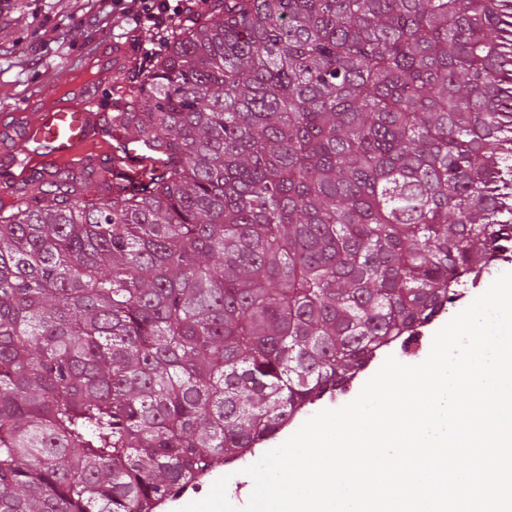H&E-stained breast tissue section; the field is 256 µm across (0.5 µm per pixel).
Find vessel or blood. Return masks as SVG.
I'll use <instances>...</instances> for the list:
<instances>
[{
    "instance_id": "obj_1",
    "label": "vessel or blood",
    "mask_w": 512,
    "mask_h": 512,
    "mask_svg": "<svg viewBox=\"0 0 512 512\" xmlns=\"http://www.w3.org/2000/svg\"><path fill=\"white\" fill-rule=\"evenodd\" d=\"M113 58L98 64L94 82H80L67 74L62 78L67 96L48 102L39 112L25 116L23 145H47L50 163H68L78 156L81 146L90 143L97 126L94 110L97 97L92 89L104 86L112 76Z\"/></svg>"
}]
</instances>
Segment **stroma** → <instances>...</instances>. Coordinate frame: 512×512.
<instances>
[{
	"label": "stroma",
	"instance_id": "obj_1",
	"mask_svg": "<svg viewBox=\"0 0 512 512\" xmlns=\"http://www.w3.org/2000/svg\"><path fill=\"white\" fill-rule=\"evenodd\" d=\"M71 0H0V114L38 111L56 96L55 75L61 70L81 75L105 42L112 41L125 57L142 59L151 45L144 29L129 22L116 28H94L74 15ZM19 126L0 121V206L25 180L15 160Z\"/></svg>",
	"mask_w": 512,
	"mask_h": 512
}]
</instances>
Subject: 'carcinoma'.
<instances>
[{
	"instance_id": "obj_1",
	"label": "carcinoma",
	"mask_w": 512,
	"mask_h": 512,
	"mask_svg": "<svg viewBox=\"0 0 512 512\" xmlns=\"http://www.w3.org/2000/svg\"><path fill=\"white\" fill-rule=\"evenodd\" d=\"M0 211V512H154L512 253V0H211Z\"/></svg>"
}]
</instances>
